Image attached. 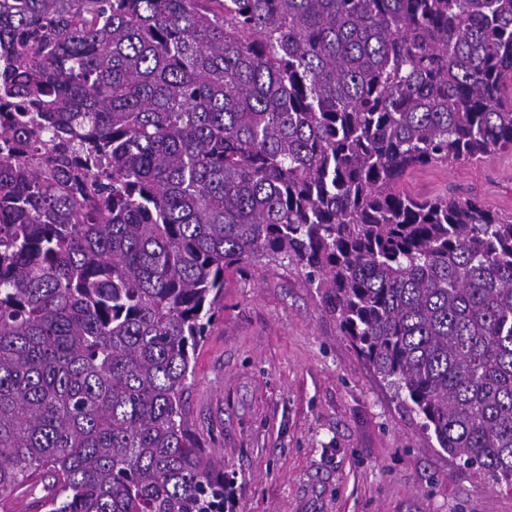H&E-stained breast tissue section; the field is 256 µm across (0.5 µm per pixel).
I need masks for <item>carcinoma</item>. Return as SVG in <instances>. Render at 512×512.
Wrapping results in <instances>:
<instances>
[{"instance_id":"cac0c4a2","label":"carcinoma","mask_w":512,"mask_h":512,"mask_svg":"<svg viewBox=\"0 0 512 512\" xmlns=\"http://www.w3.org/2000/svg\"><path fill=\"white\" fill-rule=\"evenodd\" d=\"M512 0H0V498L233 512L186 409L224 271L289 260L439 447L512 487ZM403 188L420 197L453 195L460 200L481 199L499 213L512 216V154L493 160L435 164L408 173Z\"/></svg>"}]
</instances>
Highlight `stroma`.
Segmentation results:
<instances>
[{"mask_svg": "<svg viewBox=\"0 0 512 512\" xmlns=\"http://www.w3.org/2000/svg\"><path fill=\"white\" fill-rule=\"evenodd\" d=\"M403 187L512 216V154L418 169ZM187 409L235 512H512V487L439 448L288 261L225 272Z\"/></svg>", "mask_w": 512, "mask_h": 512, "instance_id": "1", "label": "stroma"}]
</instances>
